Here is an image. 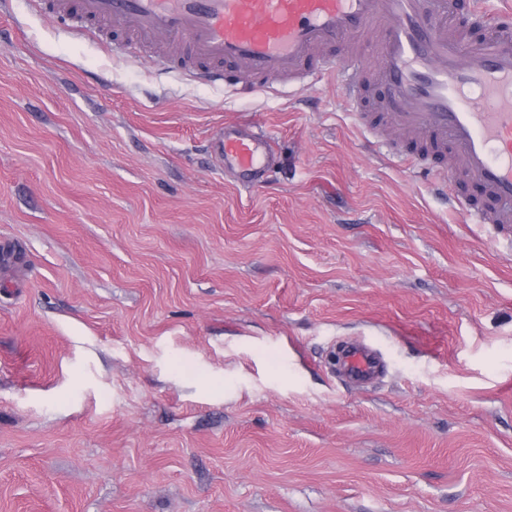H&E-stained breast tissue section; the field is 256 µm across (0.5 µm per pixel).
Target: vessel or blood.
Listing matches in <instances>:
<instances>
[{
    "label": "vessel or blood",
    "instance_id": "b4317fda",
    "mask_svg": "<svg viewBox=\"0 0 512 512\" xmlns=\"http://www.w3.org/2000/svg\"><path fill=\"white\" fill-rule=\"evenodd\" d=\"M51 8L132 33L146 51L167 36L180 44L200 82L223 81L232 70L248 76L253 92L274 78L293 84L336 69L321 47H350L378 31L373 71L348 56L346 93L360 97L361 79L372 73L384 89L380 106L398 126L451 145L454 166L440 181L464 174L492 202L477 210L462 198L459 206L512 234L511 5L492 20L475 14L474 24L486 29L476 40L455 25L456 0H52ZM223 151L225 166L247 188L272 166L263 133L225 132ZM340 365L349 380L364 381L379 361L371 348L353 345Z\"/></svg>",
    "mask_w": 512,
    "mask_h": 512
}]
</instances>
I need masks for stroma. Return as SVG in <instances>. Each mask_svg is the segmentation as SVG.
Wrapping results in <instances>:
<instances>
[{
	"label": "stroma",
	"instance_id": "1",
	"mask_svg": "<svg viewBox=\"0 0 512 512\" xmlns=\"http://www.w3.org/2000/svg\"><path fill=\"white\" fill-rule=\"evenodd\" d=\"M47 5L0 0V512H512V244L446 157L377 86L245 97ZM270 140L264 133L224 129V165L236 169L239 184L251 188L272 166ZM339 362L344 375L352 381H365L379 368L374 351L364 345L348 347Z\"/></svg>",
	"mask_w": 512,
	"mask_h": 512
}]
</instances>
